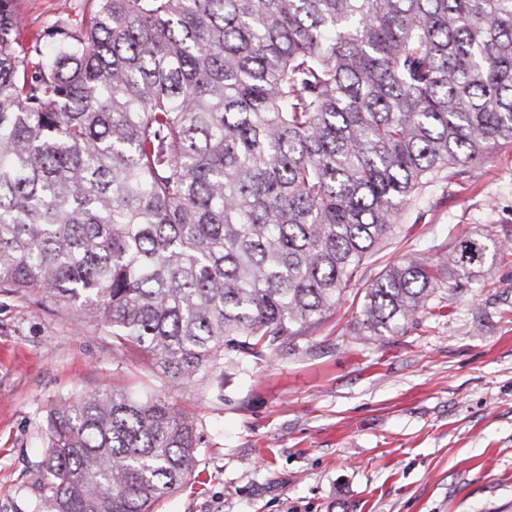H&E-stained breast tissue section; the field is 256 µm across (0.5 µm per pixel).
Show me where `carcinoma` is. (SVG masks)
Here are the masks:
<instances>
[{
	"mask_svg": "<svg viewBox=\"0 0 512 512\" xmlns=\"http://www.w3.org/2000/svg\"><path fill=\"white\" fill-rule=\"evenodd\" d=\"M92 2L25 49L0 0V292L170 387L335 310L412 206L512 145V0ZM488 251L385 267L360 331L433 314ZM41 438L34 512H158L197 448L156 392L66 398Z\"/></svg>",
	"mask_w": 512,
	"mask_h": 512,
	"instance_id": "1",
	"label": "carcinoma"
}]
</instances>
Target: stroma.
I'll return each instance as SVG.
<instances>
[{"instance_id":"1","label":"stroma","mask_w":512,"mask_h":512,"mask_svg":"<svg viewBox=\"0 0 512 512\" xmlns=\"http://www.w3.org/2000/svg\"><path fill=\"white\" fill-rule=\"evenodd\" d=\"M90 0H16L19 43L42 41ZM395 225L340 306L223 381L166 391L193 413L191 476L159 512H512V146H500ZM495 241L445 316L394 336L358 333L369 281L461 236ZM136 349L63 310L0 292V512H32L44 413L83 391H157Z\"/></svg>"}]
</instances>
